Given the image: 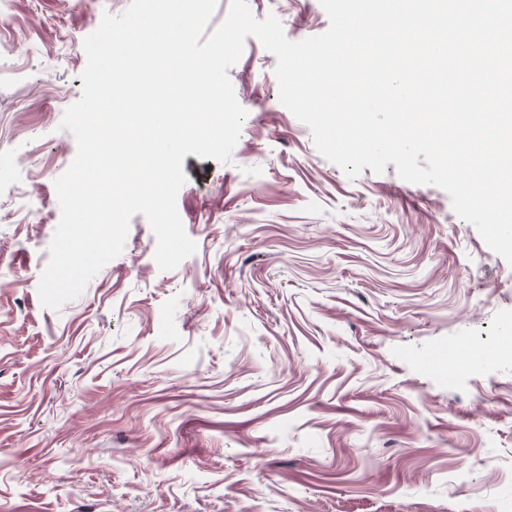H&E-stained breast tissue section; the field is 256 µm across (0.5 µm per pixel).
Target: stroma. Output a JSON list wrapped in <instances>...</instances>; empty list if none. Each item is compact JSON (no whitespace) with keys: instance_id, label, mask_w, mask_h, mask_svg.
<instances>
[{"instance_id":"1","label":"stroma","mask_w":512,"mask_h":512,"mask_svg":"<svg viewBox=\"0 0 512 512\" xmlns=\"http://www.w3.org/2000/svg\"><path fill=\"white\" fill-rule=\"evenodd\" d=\"M130 0H0V512H512V265L446 191L322 157L247 37L232 160L186 155L196 252L140 214L61 309L38 283L83 40ZM293 41L319 0H248Z\"/></svg>"}]
</instances>
